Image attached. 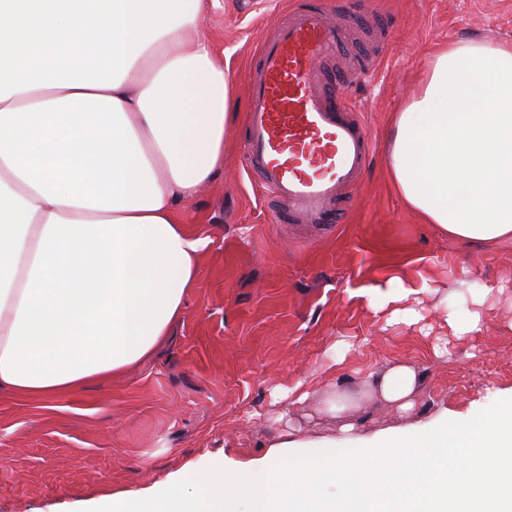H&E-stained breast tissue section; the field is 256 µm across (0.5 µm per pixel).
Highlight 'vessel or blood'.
<instances>
[{"label": "vessel or blood", "mask_w": 512, "mask_h": 512, "mask_svg": "<svg viewBox=\"0 0 512 512\" xmlns=\"http://www.w3.org/2000/svg\"><path fill=\"white\" fill-rule=\"evenodd\" d=\"M339 38L331 15L316 5L260 44L247 87L243 164L288 204V214L272 212V223L327 222L373 151L363 124L351 116L346 82L330 86L322 78L321 65Z\"/></svg>", "instance_id": "vessel-or-blood-1"}]
</instances>
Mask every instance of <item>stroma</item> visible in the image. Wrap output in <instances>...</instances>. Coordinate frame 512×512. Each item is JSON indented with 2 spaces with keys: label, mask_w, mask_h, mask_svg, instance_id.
Wrapping results in <instances>:
<instances>
[{
  "label": "stroma",
  "mask_w": 512,
  "mask_h": 512,
  "mask_svg": "<svg viewBox=\"0 0 512 512\" xmlns=\"http://www.w3.org/2000/svg\"><path fill=\"white\" fill-rule=\"evenodd\" d=\"M313 0H211L204 33L246 92L257 44ZM371 4L383 24L366 39L343 21L328 76L364 69L348 90L375 151L336 209V222L273 224L283 202L241 167L244 124L224 138V173L181 209L208 244L182 318L149 357L124 374L52 398L0 393V512H86L124 491H149L222 454L261 457L280 434L300 451L341 428L390 437L448 417L466 421L512 397V239L466 243L422 223L387 175L386 139L423 76L431 52L479 35L512 41V0H350ZM398 277L421 283L408 300L384 303L359 289ZM486 295L479 332L456 336L447 309ZM421 309L420 322H391ZM397 363L423 378L410 413L370 386ZM306 399L289 396L295 386ZM357 406L338 414L336 395Z\"/></svg>",
  "instance_id": "stroma-1"
}]
</instances>
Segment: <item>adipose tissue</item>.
I'll return each instance as SVG.
<instances>
[{"label":"adipose tissue","mask_w":512,"mask_h":512,"mask_svg":"<svg viewBox=\"0 0 512 512\" xmlns=\"http://www.w3.org/2000/svg\"><path fill=\"white\" fill-rule=\"evenodd\" d=\"M207 0H0V391L52 397L149 356L207 246L181 207L224 169L237 86ZM407 208L512 237V43L441 46L390 136ZM421 379L374 387L397 411Z\"/></svg>","instance_id":"adipose-tissue-1"}]
</instances>
